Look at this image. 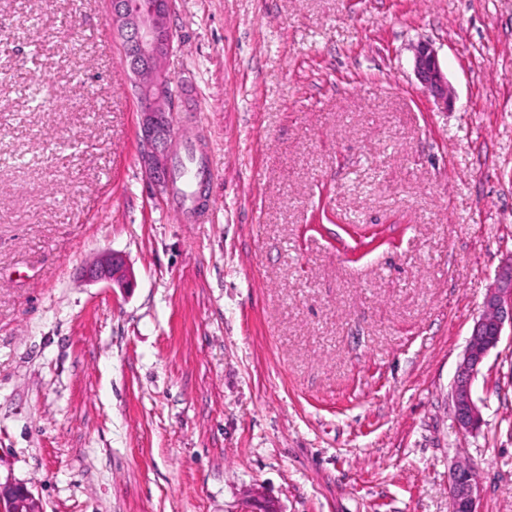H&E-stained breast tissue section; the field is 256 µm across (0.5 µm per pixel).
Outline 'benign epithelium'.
Listing matches in <instances>:
<instances>
[{"label": "benign epithelium", "instance_id": "7a95c632", "mask_svg": "<svg viewBox=\"0 0 512 512\" xmlns=\"http://www.w3.org/2000/svg\"><path fill=\"white\" fill-rule=\"evenodd\" d=\"M170 0H111L108 23L121 40L124 57L144 114L141 126L146 149L141 159L146 172L161 188L169 185V142L173 112L172 79L167 62L173 51L170 28ZM414 67L423 87L446 105L452 96L438 60L428 42L415 48ZM121 261L107 256L89 269L95 281L110 282ZM512 328V260L498 270L495 283L487 290L483 311L467 339L462 359L451 386L456 426L467 432L480 427V408L473 399L472 386L490 351L501 340L505 327ZM452 512H479L480 491L471 468L457 465L450 474ZM0 512H42L39 502L22 483L0 482Z\"/></svg>", "mask_w": 512, "mask_h": 512}]
</instances>
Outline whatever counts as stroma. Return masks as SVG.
I'll return each mask as SVG.
<instances>
[{
  "label": "stroma",
  "instance_id": "obj_1",
  "mask_svg": "<svg viewBox=\"0 0 512 512\" xmlns=\"http://www.w3.org/2000/svg\"><path fill=\"white\" fill-rule=\"evenodd\" d=\"M109 13L0 0V478L43 512H451L463 462L512 512L511 333L478 431L450 399L512 257V0H171L182 219ZM414 67L423 87L448 107L452 100L448 80L440 67L436 50L430 43L422 42L416 46Z\"/></svg>",
  "mask_w": 512,
  "mask_h": 512
}]
</instances>
